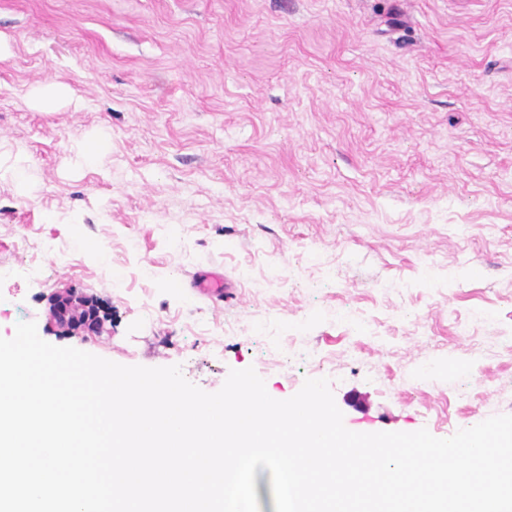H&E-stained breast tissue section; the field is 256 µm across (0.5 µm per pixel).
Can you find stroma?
<instances>
[{"label":"stroma","mask_w":512,"mask_h":512,"mask_svg":"<svg viewBox=\"0 0 512 512\" xmlns=\"http://www.w3.org/2000/svg\"><path fill=\"white\" fill-rule=\"evenodd\" d=\"M0 39V337L326 378L355 432L512 414V0H0ZM27 101L31 108L48 111L70 99L68 87L57 82L44 83L28 91ZM52 317L61 327L83 328L95 335L104 331L99 307L90 297L76 291H65L54 297Z\"/></svg>","instance_id":"stroma-1"}]
</instances>
